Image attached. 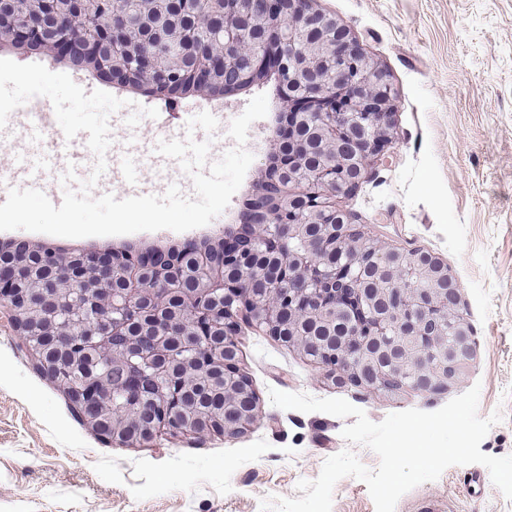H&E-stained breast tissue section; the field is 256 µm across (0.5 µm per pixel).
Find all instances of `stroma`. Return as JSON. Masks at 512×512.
<instances>
[{
  "mask_svg": "<svg viewBox=\"0 0 512 512\" xmlns=\"http://www.w3.org/2000/svg\"><path fill=\"white\" fill-rule=\"evenodd\" d=\"M315 6L356 37L389 73L396 89L391 148L338 207L355 215L388 248H423L440 257L462 286L463 316L474 331L475 355L458 381L434 392H369L334 384L293 347L241 325L240 366L259 400L262 420L245 434L161 436L144 446L107 443L73 412L56 383L33 366L16 330L0 316V512H260L264 498L297 497L299 480L316 479L326 458L346 448L341 436L354 417L283 410L271 390L339 397L371 421L408 409L433 412L479 386L478 414L501 411L480 445L483 453L512 455V0H316ZM40 64L69 74L86 91L123 99L111 123L120 172L106 191L123 199L163 194L179 184L176 160H140L136 142L202 141L188 130L200 112L230 120L259 95L253 87L230 99L170 102L135 93L43 56ZM171 107L166 128L142 118L126 124L134 106ZM259 141H246L254 160L226 210L185 232L64 238L26 230L0 231V243L29 240L60 250L98 251L126 245L163 247L233 224L264 169L275 124L257 120ZM0 179L35 160L45 134L6 126ZM211 140V139H208ZM210 160L224 151L211 140ZM512 512L480 464L455 465L404 494L395 512ZM332 512H376L364 482L346 477L333 492Z\"/></svg>",
  "mask_w": 512,
  "mask_h": 512,
  "instance_id": "stroma-1",
  "label": "stroma"
}]
</instances>
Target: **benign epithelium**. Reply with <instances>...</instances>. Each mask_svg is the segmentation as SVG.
I'll return each mask as SVG.
<instances>
[{
  "label": "benign epithelium",
  "instance_id": "obj_1",
  "mask_svg": "<svg viewBox=\"0 0 512 512\" xmlns=\"http://www.w3.org/2000/svg\"><path fill=\"white\" fill-rule=\"evenodd\" d=\"M123 3L70 0L69 17L59 21L53 35L55 49L71 60L96 61L100 74L121 70L140 88L167 96L175 82L162 59L180 54L183 43L148 44L120 63L115 47L130 13ZM109 8L111 24L100 34L76 27L74 19L85 23ZM224 13L222 33L212 36L223 41V51L211 52L206 40H197L201 64L193 73L195 83L212 84L216 71L234 73L245 82L275 57L288 68L285 98L292 104V123H314L315 135L336 146V155L310 173L300 161L305 142L289 140L288 169L297 173L299 203L288 204L286 213L254 206L241 217L235 234L220 240L219 253H197V271L211 286L197 289L185 318H169L156 305L160 287L181 273L163 252L126 264L102 254L43 249V262L56 279L93 277V292L81 301L68 305L53 296L46 318L76 314L89 325L98 319L99 307L112 311L104 329L68 333L53 348L36 340L17 310L27 254L19 251L11 262L0 263V309L40 373L53 380L71 375L60 367L65 351H76L93 364L114 358L124 367L122 414L117 417L109 411L112 394L99 375L65 385L75 413L109 443L145 445L161 435L239 436L260 422L257 396L239 366L236 336L242 316L296 346L326 378L370 392L436 391L455 381L474 356L473 329L458 314L461 286L448 266L421 248L384 247L353 214L324 202L331 195H351L395 141L396 92L388 73L345 27L314 9L313 0H225ZM257 14L288 25L283 46L275 51L253 46L249 24ZM3 20L12 28V47L33 50L45 42L39 16ZM305 209L322 225L320 234H306L299 221ZM271 224L272 234L261 233ZM294 240L301 242L295 251L288 248ZM232 267L241 272L233 281L224 277ZM257 271L265 280L263 288L250 284ZM118 277L127 288L118 295L104 294ZM283 305L299 311L298 322L286 329L280 322ZM320 320L336 321L338 335L323 339L302 333L304 323ZM176 350L186 370L218 371L224 380V412L187 405L183 380L168 372Z\"/></svg>",
  "mask_w": 512,
  "mask_h": 512
}]
</instances>
